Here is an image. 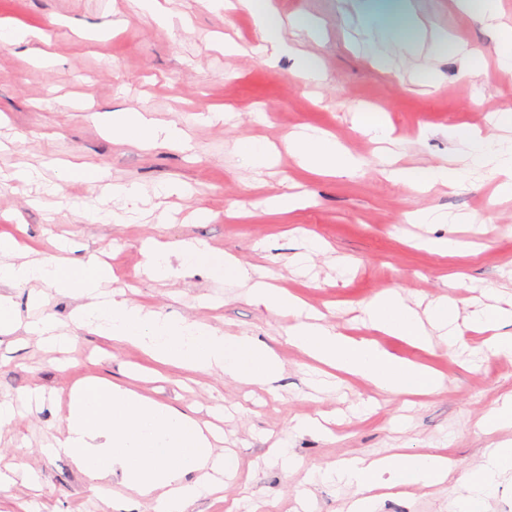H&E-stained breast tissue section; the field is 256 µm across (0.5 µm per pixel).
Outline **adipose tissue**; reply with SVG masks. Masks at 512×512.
I'll use <instances>...</instances> for the list:
<instances>
[{"label":"adipose tissue","mask_w":512,"mask_h":512,"mask_svg":"<svg viewBox=\"0 0 512 512\" xmlns=\"http://www.w3.org/2000/svg\"><path fill=\"white\" fill-rule=\"evenodd\" d=\"M212 4L218 10H246L253 15L259 40L252 51L267 64L294 52L269 0H212ZM100 119L118 141L180 151L190 148L183 128L158 125L144 112H108ZM353 122L371 139L385 144L381 173L393 182L419 193L438 186L461 190L481 171L497 180L501 194L512 196V139L452 127L446 134L462 146L461 164L406 168L397 164L404 141L395 137L383 113L359 111ZM288 149L301 167L317 174L352 177L365 164L363 158L315 127L290 135ZM145 255L151 275L158 279L201 269L225 287L246 286L248 299L292 317L290 345L330 369L367 379L381 393L402 398L431 395L444 388L439 372L395 356L374 341L345 336L300 299L267 283L265 271L219 255L203 241L156 242L146 247ZM0 282L11 286L41 283L72 292L83 300L74 317L78 326L114 343L138 347L163 366L190 372L219 369L231 380L257 385L269 384L279 374L277 354L259 347L251 337L227 336L218 328L123 298L121 291L111 287L109 264L95 254L80 261L51 254L35 263H0ZM363 313L371 328L416 348H430L436 337L452 349L463 342L458 304L446 295L431 301L421 314L400 291L388 288L377 292L364 305ZM471 321L490 331L489 349L512 354L511 311L486 309L473 314ZM66 422V433L55 439L53 452L70 457L97 496L109 497V479L119 476L121 485L133 494L122 503L124 512H131L140 499L151 502L154 512H187L200 497L221 491L225 477L236 469L230 453L216 450L213 427L105 379H90L74 388ZM452 469V461L439 454L396 453L339 463L326 469L323 476L353 490L354 512H376L377 499L371 491L380 486H444L449 512H484L485 500L498 488L501 476L512 473V447L490 449L481 468L469 475L465 494L448 487Z\"/></svg>","instance_id":"adipose-tissue-1"}]
</instances>
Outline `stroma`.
Returning a JSON list of instances; mask_svg holds the SVG:
<instances>
[{"label": "stroma", "instance_id": "obj_1", "mask_svg": "<svg viewBox=\"0 0 512 512\" xmlns=\"http://www.w3.org/2000/svg\"><path fill=\"white\" fill-rule=\"evenodd\" d=\"M161 2L172 14V28L155 25L137 0H0V23L39 32L21 44L0 42V235L42 256L62 248L74 259L104 253L114 287L129 300L228 336L251 337L274 349L282 371L259 387L218 369L159 370L139 349L78 329L80 301L69 291L46 287L37 300L30 286L0 284V295L11 300L20 320L14 332L0 334V398L18 399L37 386L45 393L40 410L18 409L0 426V456L21 461L9 487L0 490V512H113L92 495L69 459L45 451L60 433L73 386L88 377L126 385L222 428L221 445L235 453L238 473L190 512H242L238 502L245 496L255 512H348L350 490L311 474L353 457L431 452L450 457L456 475L476 470L486 449L512 443V427L490 433L478 427L512 393V356L480 350L483 333L468 328V349L453 354L437 339L432 349L420 350L365 325L361 309L387 288L399 290L420 312L449 292L466 316L487 305L512 306V198L501 197L495 181L478 174L469 189L427 194L387 181L376 144L353 129L351 114L359 107L381 111L407 136L433 128L434 136L404 151L400 163L409 167L457 155L443 128L476 127L495 135L488 115L512 114V72L498 69L495 53L502 24L512 25V0H500L499 19L483 22L453 0H410L415 31L409 44L381 35L370 53L361 48L366 34L353 0H273L284 21L308 19L309 31L298 32L296 42L322 61L325 79L317 87L296 76L294 56H281L272 68L256 56L218 48L226 35L245 46L255 41L249 12L216 13L208 0ZM459 43L482 54L480 75L462 76ZM41 52L51 56L50 65L36 63ZM208 109L233 112L234 118L206 122ZM127 111L183 126L192 153L120 143L95 119ZM302 125L330 132L364 157L363 172L352 179L316 175L286 153L261 175L239 165L237 140L279 145ZM66 160L98 168L101 179L64 180L60 164ZM20 164L39 177L15 190L6 177ZM127 181L138 182L149 196L147 214L108 195L109 184ZM168 183L181 185L185 197H155L156 188ZM290 183L305 203L287 214L270 212L268 199ZM200 207L209 218L194 219ZM428 208L472 215L485 230L405 223V213ZM115 214L125 223H113ZM309 234L327 249L304 277L292 259ZM438 236L466 248L443 257L414 244L415 238ZM152 239L202 240L245 266L271 270L276 287L299 295L341 332L441 372L444 389L409 397L404 405L378 400L377 390L355 377L312 389L314 361L286 340L290 317L235 297L199 271L152 278L142 252ZM458 277L466 288L449 290ZM39 307L54 316L59 332L72 336L68 352L45 349L26 330ZM321 415L329 420V435L288 429L293 419ZM281 444L301 462L293 472H283L268 456ZM372 494L379 512H448L435 487H378Z\"/></svg>", "mask_w": 512, "mask_h": 512}]
</instances>
